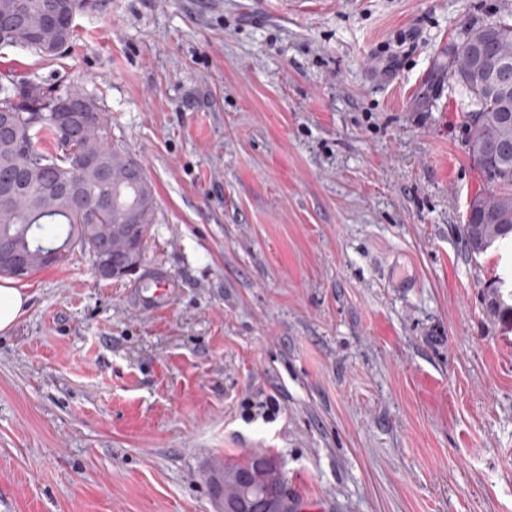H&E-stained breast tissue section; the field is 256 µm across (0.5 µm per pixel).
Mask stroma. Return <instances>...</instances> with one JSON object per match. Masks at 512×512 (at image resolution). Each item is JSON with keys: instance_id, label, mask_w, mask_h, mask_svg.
<instances>
[{"instance_id": "1", "label": "stroma", "mask_w": 512, "mask_h": 512, "mask_svg": "<svg viewBox=\"0 0 512 512\" xmlns=\"http://www.w3.org/2000/svg\"><path fill=\"white\" fill-rule=\"evenodd\" d=\"M512 0H98L0 74L95 96L156 193L137 276L87 255L20 283L0 334V512H216L265 449L300 512H512V242L448 64ZM147 282L149 288H137L139 306L149 312L163 310L173 295L171 280L160 272H152ZM484 302L488 315L512 324V290L506 278L495 277L488 283ZM30 296L10 281L0 283V333L10 331L29 308Z\"/></svg>"}]
</instances>
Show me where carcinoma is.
Here are the masks:
<instances>
[{"mask_svg":"<svg viewBox=\"0 0 512 512\" xmlns=\"http://www.w3.org/2000/svg\"><path fill=\"white\" fill-rule=\"evenodd\" d=\"M59 0H0V45H18L45 56L57 42L47 30L42 42L30 33L43 28V15ZM463 49L453 63L454 74L468 99L469 155L489 185L486 193L471 198L461 235L468 251L484 254L512 238V105L503 110L497 96L471 80L472 62L480 54L484 63L498 68L507 60L512 90V24L495 21L468 28ZM85 100L96 113L79 120L66 137L51 117L55 101ZM13 118L10 129L0 127V256L20 259L22 270L0 259V276L25 278L46 268L65 265L75 252L96 261L104 248L120 262L141 252L156 205L152 182L140 162L112 142L107 116L96 99L77 90H60L37 83H0V115ZM54 169L59 184L74 183L91 196L76 200L50 188L44 169ZM56 251L53 259L44 254ZM488 315L512 324V290L507 279L488 283ZM226 502L246 504L248 512H298L295 500L275 457L254 451L244 460L224 465Z\"/></svg>","mask_w":512,"mask_h":512,"instance_id":"carcinoma-1","label":"carcinoma"}]
</instances>
